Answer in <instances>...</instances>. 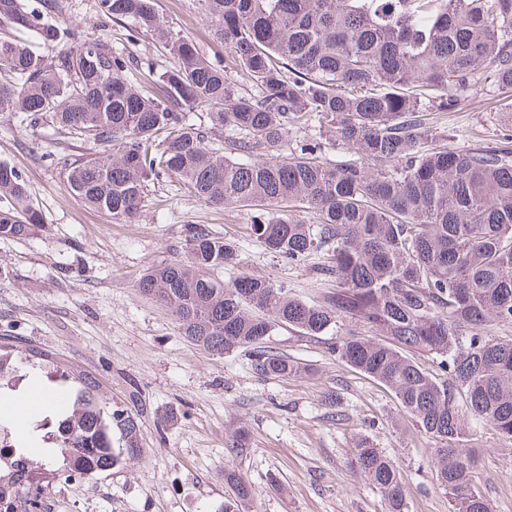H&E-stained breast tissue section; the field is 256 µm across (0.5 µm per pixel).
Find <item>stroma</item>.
Wrapping results in <instances>:
<instances>
[{"label": "stroma", "mask_w": 512, "mask_h": 512, "mask_svg": "<svg viewBox=\"0 0 512 512\" xmlns=\"http://www.w3.org/2000/svg\"><path fill=\"white\" fill-rule=\"evenodd\" d=\"M59 4V27L108 39L139 69L166 63L162 47L130 22L97 17L93 0ZM154 4L205 58L223 63L225 49L199 0ZM437 126L447 130L449 146L497 148L512 134V89L474 86ZM90 149L51 118L30 126L0 112V161L19 171L28 205L42 215L29 236L0 238V336L91 374L113 402L127 404L135 392L147 406L144 456L92 479L50 484L44 512H224L228 468L252 486L246 512H388L353 463L364 435L396 465L406 512H450L436 484L434 440L414 429L390 390L328 353L351 323L318 338L278 327L269 346L302 370L262 377L247 349L213 355L192 344L170 311L138 286L151 266L187 257L190 224L233 243L242 258L240 268L215 270L216 279L229 282L242 271L265 276L309 303L322 302L331 287L320 272L323 254L298 265L273 258L251 234L250 211L204 204L159 178L149 181L133 221L113 220L66 182L64 164ZM331 394L333 407L325 402ZM240 430L245 451L228 456ZM467 440L479 451V491L494 512H512V438L473 420Z\"/></svg>", "instance_id": "1"}]
</instances>
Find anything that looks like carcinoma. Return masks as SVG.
<instances>
[{
	"instance_id": "cac0c4a2",
	"label": "carcinoma",
	"mask_w": 512,
	"mask_h": 512,
	"mask_svg": "<svg viewBox=\"0 0 512 512\" xmlns=\"http://www.w3.org/2000/svg\"><path fill=\"white\" fill-rule=\"evenodd\" d=\"M224 67L157 15L152 0H95L97 15L131 19L171 55L136 87L133 59L105 39L52 21L55 0L29 9L0 0V112L35 124L50 116L95 151L66 169L67 185L89 207L131 221L150 177L186 186L201 202L252 212V235L289 263L325 252L335 282L322 304L291 297L270 279L210 272L241 258L202 224L186 228L188 257L149 268L142 292L169 308L203 350L248 348L255 373L288 377L300 367L263 345L279 326L321 336L350 320L378 335L350 332L329 353L391 390L419 431L434 439L432 463L452 512H492L477 488L478 449L464 444L465 420L512 438V147L450 148L433 113L451 112L483 82L512 89V0H200ZM239 70L251 87L238 89ZM209 107L205 132L185 114ZM315 134L292 142L296 130ZM223 129L234 136L213 148ZM344 145L351 158L327 161ZM278 153H269V150ZM0 238H24L42 222L26 204L16 169L0 162ZM309 215V221L295 213ZM428 357V372L416 357ZM51 362L44 350L0 337V390L19 369ZM66 395L36 421L26 441L0 421V512L44 510L55 480L93 478L140 458L144 405L118 406L91 375L68 368L53 379ZM119 433V444L112 434ZM355 465L384 493L389 512L405 505L394 463L367 438ZM243 512L247 479L224 470Z\"/></svg>"
}]
</instances>
